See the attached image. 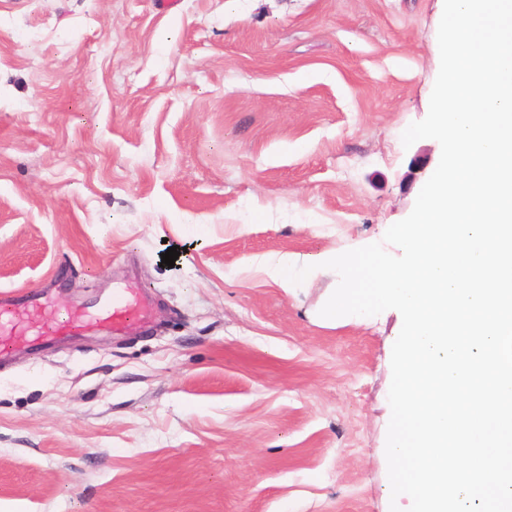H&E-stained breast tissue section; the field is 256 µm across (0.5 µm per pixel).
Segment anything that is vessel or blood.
<instances>
[{
	"label": "vessel or blood",
	"mask_w": 512,
	"mask_h": 512,
	"mask_svg": "<svg viewBox=\"0 0 512 512\" xmlns=\"http://www.w3.org/2000/svg\"><path fill=\"white\" fill-rule=\"evenodd\" d=\"M147 297L135 296L128 289H113L107 301L87 311L69 313L53 310L49 300L39 294L18 299L16 292L0 294V359L11 352V343L24 339L27 346L38 351L62 339L78 336L91 327L112 332H125L146 322Z\"/></svg>",
	"instance_id": "obj_1"
}]
</instances>
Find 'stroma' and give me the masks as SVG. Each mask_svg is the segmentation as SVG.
<instances>
[{"instance_id": "obj_1", "label": "stroma", "mask_w": 512, "mask_h": 512, "mask_svg": "<svg viewBox=\"0 0 512 512\" xmlns=\"http://www.w3.org/2000/svg\"><path fill=\"white\" fill-rule=\"evenodd\" d=\"M438 26V0H0V292L154 302L0 365V512H390L400 312L325 321L336 272L287 292L260 262L411 213Z\"/></svg>"}]
</instances>
